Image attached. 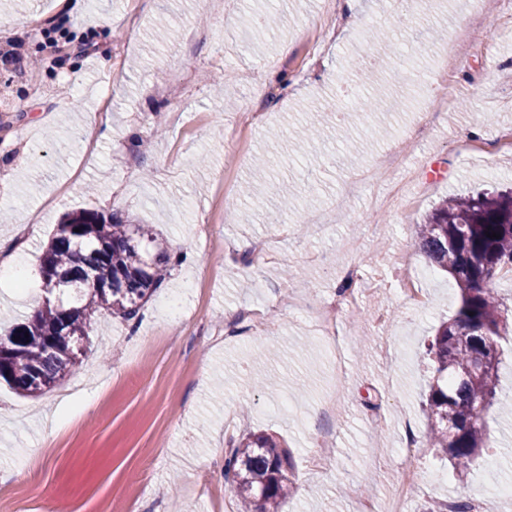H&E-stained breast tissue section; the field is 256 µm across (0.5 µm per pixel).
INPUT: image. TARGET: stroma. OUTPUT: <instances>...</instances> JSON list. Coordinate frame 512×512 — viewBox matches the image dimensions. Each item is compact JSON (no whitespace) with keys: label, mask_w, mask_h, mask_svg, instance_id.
Instances as JSON below:
<instances>
[{"label":"stroma","mask_w":512,"mask_h":512,"mask_svg":"<svg viewBox=\"0 0 512 512\" xmlns=\"http://www.w3.org/2000/svg\"><path fill=\"white\" fill-rule=\"evenodd\" d=\"M0 0V239L38 224L21 253L24 290L0 277V334L43 301L40 247L61 219L95 210L150 224L170 250L196 254L172 267L140 321L101 312L82 365L35 397L0 384V512H237L225 489L229 436L266 431L294 456L284 512H387L402 471L406 429L423 467L410 512L456 498L478 512H512V422L486 416L488 448L466 473L427 447L425 345L459 306L455 281L431 271L413 311L399 259L414 226L442 199L512 188V19L502 0ZM268 8L276 27L250 17ZM111 30H104V21ZM380 24L403 52L370 42ZM463 34L468 49L448 81L446 110L422 85ZM372 74L397 112L345 111L339 92ZM336 118L294 156L316 111ZM110 120L102 141L80 132ZM486 122H479V114ZM269 177L247 198L255 158ZM295 200L284 224L264 221L283 187ZM265 238L253 263L240 240ZM357 312L338 335L314 308L345 282ZM255 310L236 323L240 309ZM334 439L332 467L310 439Z\"/></svg>","instance_id":"1"}]
</instances>
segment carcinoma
<instances>
[{"mask_svg":"<svg viewBox=\"0 0 512 512\" xmlns=\"http://www.w3.org/2000/svg\"><path fill=\"white\" fill-rule=\"evenodd\" d=\"M415 237L419 250L460 290L456 313L426 345L432 377L424 413L430 447L443 449L464 472L485 448L487 429L477 411L497 403V345L509 331V314L493 284L512 268V192L446 200L415 225ZM169 259L166 242L149 224L90 210L66 214L40 258V273L53 275L63 289L0 336V382L25 396L54 387L82 363L92 316L107 310L134 319L165 280ZM489 346L493 355L471 373ZM227 447L224 481L241 512H283L294 489L290 451L263 432L231 437Z\"/></svg>","mask_w":512,"mask_h":512,"instance_id":"1","label":"carcinoma"}]
</instances>
